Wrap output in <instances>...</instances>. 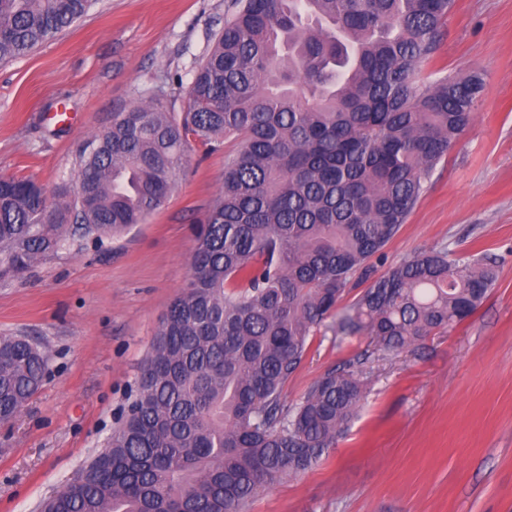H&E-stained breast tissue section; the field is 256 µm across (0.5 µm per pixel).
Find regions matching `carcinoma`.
Wrapping results in <instances>:
<instances>
[{"mask_svg": "<svg viewBox=\"0 0 512 512\" xmlns=\"http://www.w3.org/2000/svg\"><path fill=\"white\" fill-rule=\"evenodd\" d=\"M92 2L0 0V63ZM452 5L230 0L180 120L155 95L112 113L79 151L74 196L50 201L30 177L0 178L5 280L143 223L183 176L189 139L239 141L124 421L45 512H245L258 491L316 466L364 400L347 361L286 403L314 336L365 333L400 353L476 310L496 282L489 253L433 248L383 273L371 263L483 96L479 74L422 77ZM46 368L27 337L0 334V420L20 413Z\"/></svg>", "mask_w": 512, "mask_h": 512, "instance_id": "1", "label": "carcinoma"}]
</instances>
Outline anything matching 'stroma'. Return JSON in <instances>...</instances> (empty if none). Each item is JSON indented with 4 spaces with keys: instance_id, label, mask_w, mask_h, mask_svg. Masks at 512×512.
I'll return each instance as SVG.
<instances>
[{
    "instance_id": "stroma-1",
    "label": "stroma",
    "mask_w": 512,
    "mask_h": 512,
    "mask_svg": "<svg viewBox=\"0 0 512 512\" xmlns=\"http://www.w3.org/2000/svg\"><path fill=\"white\" fill-rule=\"evenodd\" d=\"M227 0H97L75 26L0 64V176L76 192V158L113 112L162 94L180 115ZM482 73L470 125L431 172L378 271L448 247L488 252L498 277L476 312L400 354L365 336L313 337L283 396L296 403L354 360L366 397L336 448L258 494L249 512H512V0H454L428 79ZM224 152L189 142L186 174L144 223L80 240L0 281V333L46 356L40 390L0 425V512H39L108 445L172 300Z\"/></svg>"
}]
</instances>
